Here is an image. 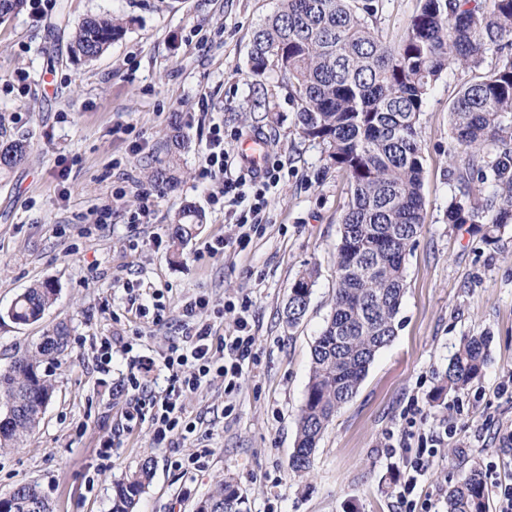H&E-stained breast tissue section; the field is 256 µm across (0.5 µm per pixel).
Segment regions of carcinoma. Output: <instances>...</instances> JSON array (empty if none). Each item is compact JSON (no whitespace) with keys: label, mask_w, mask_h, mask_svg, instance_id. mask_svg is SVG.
Returning <instances> with one entry per match:
<instances>
[{"label":"carcinoma","mask_w":512,"mask_h":512,"mask_svg":"<svg viewBox=\"0 0 512 512\" xmlns=\"http://www.w3.org/2000/svg\"><path fill=\"white\" fill-rule=\"evenodd\" d=\"M27 0H0V22L20 13ZM382 0H279L278 10L253 31L249 75L260 82L277 75L288 87L303 136L328 148L330 164L348 181L350 201L336 246V291L331 312L311 351L307 395L297 421L289 468L298 476L313 464L328 424L356 394L375 354L396 334L405 292V260L424 224V144L420 116L433 85L448 66L473 73L449 106L448 176L459 194L448 205V223L469 225L488 244L512 224V0H419L406 33L389 41L371 23ZM125 32L111 16H90L74 30L71 53L102 55ZM494 62L484 67L487 55ZM28 144H0V175L22 163ZM161 187L178 183L172 154L150 172ZM205 216L188 205L172 220L178 258ZM313 273L291 288L288 325L304 318ZM55 289L35 284L17 297L9 316L39 320ZM487 337H465L433 399L465 390L487 362ZM68 346V328L56 325L34 351L0 369V405L20 409L0 432V449L14 448L39 424L53 385L40 373ZM153 476L152 459L112 487L111 512H134ZM448 512H488L482 473L473 469L448 487ZM3 512H52L35 483L15 488ZM245 497L220 480L197 512H246Z\"/></svg>","instance_id":"1"}]
</instances>
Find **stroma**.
<instances>
[{
  "instance_id": "35a3bbf8",
  "label": "stroma",
  "mask_w": 512,
  "mask_h": 512,
  "mask_svg": "<svg viewBox=\"0 0 512 512\" xmlns=\"http://www.w3.org/2000/svg\"><path fill=\"white\" fill-rule=\"evenodd\" d=\"M279 0H54L0 23V142L23 139L26 160L0 178V368L30 351L57 324L65 353L44 361L54 393L38 429L0 452V497L37 483L53 512H111L112 485L153 461L135 512H195L216 481L237 484L247 512H396L405 469L383 443L404 429L448 425L455 440L421 477L414 497L448 512L445 492L471 468L512 464V225L486 244L448 221L457 192L448 179V107L470 72L451 66L421 116L424 224L405 261V294L393 340L319 442L311 472L288 467L307 391L311 348L330 314L336 244L350 193L327 165L325 145L304 138L288 89L248 75L252 30ZM110 14L126 32L97 60L72 57L70 36L87 17ZM208 100L201 109L200 100ZM180 114L186 145L175 189L156 190L152 166L166 160V133ZM128 132L117 131V124ZM238 132L233 151L260 143L283 164L264 227L245 247L208 255L228 234L216 189L196 181L200 144L212 124ZM157 193L149 223L128 222L144 193ZM193 205L205 222L173 258L172 218ZM314 270L308 311L288 325L284 306L299 275ZM35 283L56 288L42 319L14 322L8 310ZM161 294L162 322L137 301ZM252 303V355L242 388L223 382L188 396L194 434L157 445L149 416L129 417L124 391L140 359H159L181 338L184 299ZM466 336L488 337V360L465 391L433 400ZM112 362L100 364L102 338ZM132 351H124L125 342ZM117 446L103 456L99 443ZM200 456V468L177 461Z\"/></svg>"
}]
</instances>
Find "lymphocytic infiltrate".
Here are the masks:
<instances>
[{
	"label": "lymphocytic infiltrate",
	"instance_id": "lymphocytic-infiltrate-1",
	"mask_svg": "<svg viewBox=\"0 0 512 512\" xmlns=\"http://www.w3.org/2000/svg\"><path fill=\"white\" fill-rule=\"evenodd\" d=\"M202 160L198 168L199 181L214 182L220 186L222 206L228 207L234 217L236 233L231 237H216L207 246L209 253L217 254L244 245L252 232L262 225L267 207V195L280 180L282 163L267 158L263 164L240 165L236 157L224 146V127L212 124L206 140L201 145ZM207 298L198 296L187 300L183 307L185 331L180 342L168 347L163 366L170 373L169 385L164 392L149 393L144 373L154 369L150 359L140 360L137 371L131 374L126 388L133 411H149L154 436L158 441L194 433L196 424L185 414L182 398L196 393L212 383L222 380L225 394H232L241 385L244 361L254 347L250 327L249 301L226 302L225 311L234 313V330L224 337H217L214 324L207 319ZM449 436L442 430L422 436L416 454L406 465V476L398 497L399 512H416L417 503L412 497L419 477L424 476L439 448L444 447Z\"/></svg>",
	"mask_w": 512,
	"mask_h": 512
}]
</instances>
